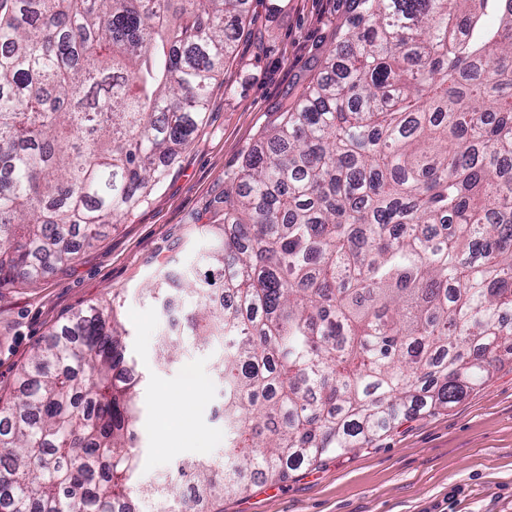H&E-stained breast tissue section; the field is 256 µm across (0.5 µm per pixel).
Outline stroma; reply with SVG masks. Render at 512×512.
Masks as SVG:
<instances>
[{"mask_svg": "<svg viewBox=\"0 0 512 512\" xmlns=\"http://www.w3.org/2000/svg\"><path fill=\"white\" fill-rule=\"evenodd\" d=\"M350 0H249L236 51L215 85L208 117L148 204L105 231L74 263L46 270L32 287L0 290V389L12 390L36 343L67 316L113 300L127 331L126 353L142 376L134 446L143 484L175 460L223 465L224 423L215 414L223 384L208 351L178 363L156 358L164 326L188 305L143 295L158 262L192 260L206 243L228 176L254 149L282 99L315 78L336 44ZM192 382L203 397L183 393ZM189 421L172 442L167 427ZM224 512H512V363L449 408L403 419L364 447L325 457L278 483H253L225 498Z\"/></svg>", "mask_w": 512, "mask_h": 512, "instance_id": "stroma-1", "label": "stroma"}]
</instances>
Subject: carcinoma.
<instances>
[{
    "mask_svg": "<svg viewBox=\"0 0 512 512\" xmlns=\"http://www.w3.org/2000/svg\"><path fill=\"white\" fill-rule=\"evenodd\" d=\"M498 24L488 26V13ZM247 0H0V289L147 204L203 124ZM157 357L221 349L227 466L196 512L458 402L512 356V0H353L323 71L228 177ZM117 308L34 346L0 397V507L131 512L137 379Z\"/></svg>",
    "mask_w": 512,
    "mask_h": 512,
    "instance_id": "cac0c4a2",
    "label": "carcinoma"
}]
</instances>
